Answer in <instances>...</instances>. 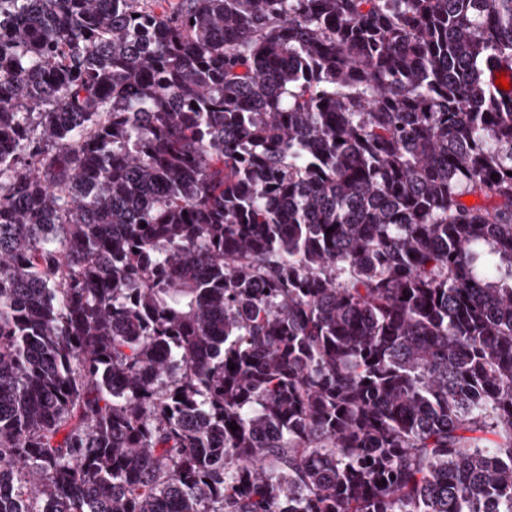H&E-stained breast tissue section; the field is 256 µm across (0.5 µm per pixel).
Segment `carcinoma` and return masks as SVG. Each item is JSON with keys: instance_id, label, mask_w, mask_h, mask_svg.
<instances>
[{"instance_id": "cac0c4a2", "label": "carcinoma", "mask_w": 512, "mask_h": 512, "mask_svg": "<svg viewBox=\"0 0 512 512\" xmlns=\"http://www.w3.org/2000/svg\"><path fill=\"white\" fill-rule=\"evenodd\" d=\"M506 71L512 0H0V512H512Z\"/></svg>"}]
</instances>
